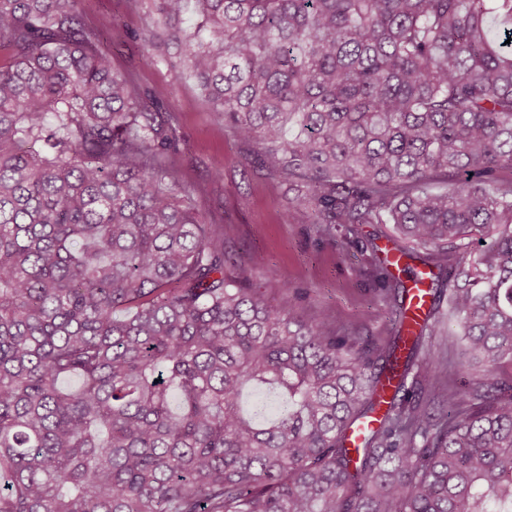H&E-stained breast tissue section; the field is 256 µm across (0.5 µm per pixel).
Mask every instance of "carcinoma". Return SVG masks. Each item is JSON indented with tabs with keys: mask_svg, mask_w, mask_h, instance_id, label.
I'll return each mask as SVG.
<instances>
[{
	"mask_svg": "<svg viewBox=\"0 0 512 512\" xmlns=\"http://www.w3.org/2000/svg\"><path fill=\"white\" fill-rule=\"evenodd\" d=\"M153 6L288 214L331 240L391 224L422 268L385 275L383 345L304 322L286 285L267 301L79 0H0V512H512V0ZM424 274L490 377L406 404L411 372L448 370L436 313L407 320ZM257 386L287 403L264 424Z\"/></svg>",
	"mask_w": 512,
	"mask_h": 512,
	"instance_id": "cac0c4a2",
	"label": "carcinoma"
}]
</instances>
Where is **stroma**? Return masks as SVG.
<instances>
[{
  "label": "stroma",
  "instance_id": "1",
  "mask_svg": "<svg viewBox=\"0 0 512 512\" xmlns=\"http://www.w3.org/2000/svg\"><path fill=\"white\" fill-rule=\"evenodd\" d=\"M86 26L104 37L113 65L132 73L140 87L178 118L182 140L180 178L194 187L193 203L206 222L223 225L228 250L238 266L252 255L265 258L266 269L251 270L249 286L265 299L276 298L280 285L298 290L296 312L310 323L323 322L337 332L382 344L393 334L391 303L371 274L386 258L393 227L362 224L355 235L332 244L306 215L288 216V193L265 172L250 167L234 132L212 112L204 94L188 78H176L148 40L156 29L151 0H80ZM223 160L221 179L211 164ZM455 319H443L431 348L448 355V372L438 386L465 391L484 379L483 368L461 370L465 357L456 340Z\"/></svg>",
  "mask_w": 512,
  "mask_h": 512
}]
</instances>
